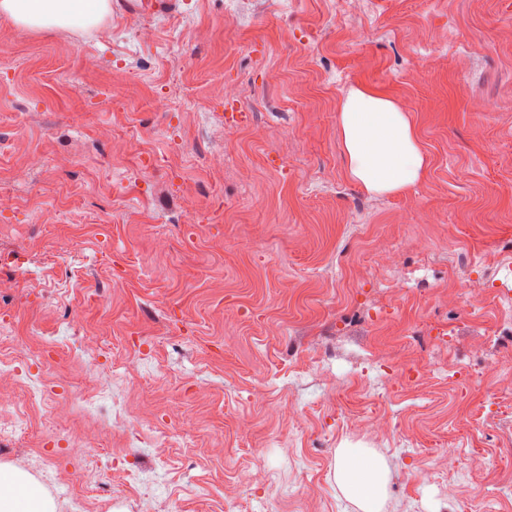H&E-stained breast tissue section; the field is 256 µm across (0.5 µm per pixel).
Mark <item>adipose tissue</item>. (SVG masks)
<instances>
[{
	"label": "adipose tissue",
	"instance_id": "ef3b65f1",
	"mask_svg": "<svg viewBox=\"0 0 512 512\" xmlns=\"http://www.w3.org/2000/svg\"><path fill=\"white\" fill-rule=\"evenodd\" d=\"M106 0H0V15L30 28L87 29ZM339 128L348 175L363 189L400 194L421 181L427 159L414 118L375 87L352 88L340 105ZM336 474L362 512H377L385 493L382 464L358 448L344 449ZM0 512H37V493L22 477L0 474Z\"/></svg>",
	"mask_w": 512,
	"mask_h": 512
}]
</instances>
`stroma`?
I'll return each mask as SVG.
<instances>
[{
  "mask_svg": "<svg viewBox=\"0 0 512 512\" xmlns=\"http://www.w3.org/2000/svg\"><path fill=\"white\" fill-rule=\"evenodd\" d=\"M110 5L86 30L0 17V277L20 280L0 364L99 409L51 441L48 406L25 429L0 413V469L49 512L91 465L89 512H360L343 448L385 461L382 512L511 494L512 0ZM362 84L417 124L428 164L403 194L347 174L338 113ZM186 87L197 104H156ZM451 453L455 485L420 482Z\"/></svg>",
  "mask_w": 512,
  "mask_h": 512,
  "instance_id": "35a3bbf8",
  "label": "stroma"
}]
</instances>
